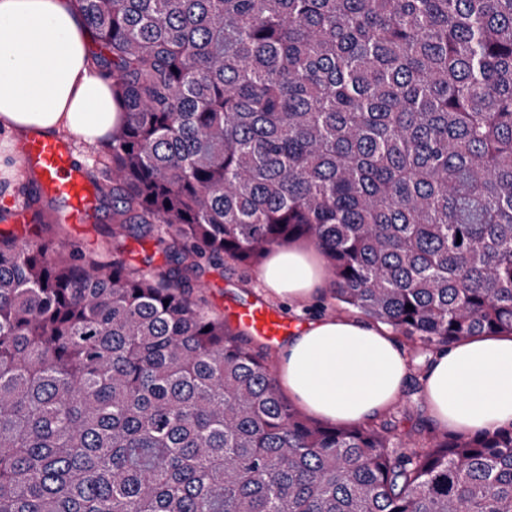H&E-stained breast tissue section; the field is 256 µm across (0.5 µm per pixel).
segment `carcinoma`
I'll use <instances>...</instances> for the list:
<instances>
[{
    "label": "carcinoma",
    "mask_w": 512,
    "mask_h": 512,
    "mask_svg": "<svg viewBox=\"0 0 512 512\" xmlns=\"http://www.w3.org/2000/svg\"><path fill=\"white\" fill-rule=\"evenodd\" d=\"M76 2L105 232L171 266L0 237V512H512V426L319 422L183 288L303 238L396 332L512 335V0ZM154 231L146 236L133 233L122 239L120 254L127 265L132 268H144L145 261L150 258L152 267H165L167 258L164 252L156 245L157 229L161 230L159 224H154Z\"/></svg>",
    "instance_id": "cac0c4a2"
}]
</instances>
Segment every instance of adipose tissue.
<instances>
[{
  "label": "adipose tissue",
  "instance_id": "1",
  "mask_svg": "<svg viewBox=\"0 0 512 512\" xmlns=\"http://www.w3.org/2000/svg\"><path fill=\"white\" fill-rule=\"evenodd\" d=\"M122 120L112 81L96 73L75 0H0V127L23 138L65 132L91 144ZM259 280L267 293L302 303L329 294L317 249L272 252ZM279 381L313 417L372 420L405 387V353L387 327L358 316L320 317L280 352ZM439 426L494 431L512 425V336H479L441 348L422 377Z\"/></svg>",
  "mask_w": 512,
  "mask_h": 512
}]
</instances>
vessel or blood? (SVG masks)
I'll return each instance as SVG.
<instances>
[{
    "label": "vessel or blood",
    "mask_w": 512,
    "mask_h": 512,
    "mask_svg": "<svg viewBox=\"0 0 512 512\" xmlns=\"http://www.w3.org/2000/svg\"><path fill=\"white\" fill-rule=\"evenodd\" d=\"M17 157L28 174L17 216L32 224L48 217L68 224L93 222L103 187L88 177L69 141L32 133L20 141ZM234 321L269 343L290 332L288 323L261 303L236 307Z\"/></svg>",
    "instance_id": "1"
}]
</instances>
